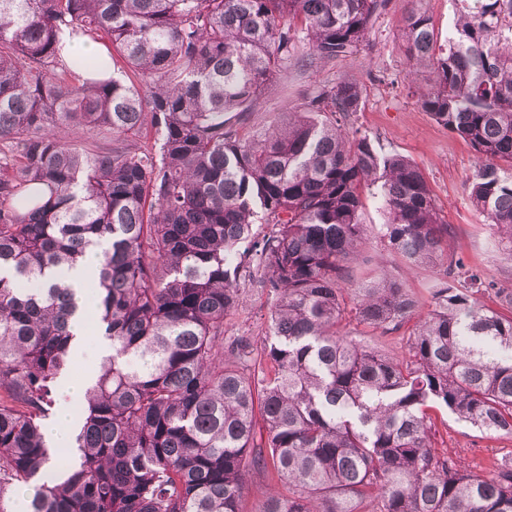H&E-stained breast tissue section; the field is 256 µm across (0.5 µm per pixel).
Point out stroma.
Listing matches in <instances>:
<instances>
[{"mask_svg":"<svg viewBox=\"0 0 512 512\" xmlns=\"http://www.w3.org/2000/svg\"><path fill=\"white\" fill-rule=\"evenodd\" d=\"M408 7V0H388L385 10L373 19L365 42L352 55L313 70L289 69L266 91L247 126L261 128L286 120L289 112L303 109L318 87L344 79L359 82L362 103L350 126L419 167L448 224L449 252L479 269L485 281L512 289V259L504 253L495 228L475 210L466 192L478 164L474 150L436 123L408 87L409 65L400 37ZM363 219L369 229L366 254L382 261L391 275L412 291L422 311L431 310L432 293L444 281L442 273L427 265H409L385 249L377 235L385 221L377 198L366 196ZM267 311L266 293L257 285L246 286L239 309L227 319L226 328L238 335H261ZM432 418L436 447L460 452L471 466L480 468L493 458L512 455V437L483 434L457 421L444 408L434 409Z\"/></svg>","mask_w":512,"mask_h":512,"instance_id":"obj_1","label":"stroma"}]
</instances>
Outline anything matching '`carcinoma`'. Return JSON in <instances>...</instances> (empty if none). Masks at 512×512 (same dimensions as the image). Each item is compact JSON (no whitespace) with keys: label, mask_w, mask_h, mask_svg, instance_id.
<instances>
[{"label":"carcinoma","mask_w":512,"mask_h":512,"mask_svg":"<svg viewBox=\"0 0 512 512\" xmlns=\"http://www.w3.org/2000/svg\"><path fill=\"white\" fill-rule=\"evenodd\" d=\"M386 2L0 0V512L22 489L28 512H240L247 466L273 482L260 512H512V457L438 451L430 415L512 436V315L448 255L420 169L346 131L359 83L240 133L271 82L352 54ZM410 2L418 102L475 151L468 196L512 255V0H455L440 52ZM65 31L112 50L70 65ZM118 58L132 78L106 77ZM366 190L387 248L454 277L425 314L386 270L352 279ZM94 249L83 312L112 354L56 471L44 428L78 303L43 279ZM246 283L271 300L257 348L224 330ZM414 317L403 358L344 330Z\"/></svg>","instance_id":"1"}]
</instances>
